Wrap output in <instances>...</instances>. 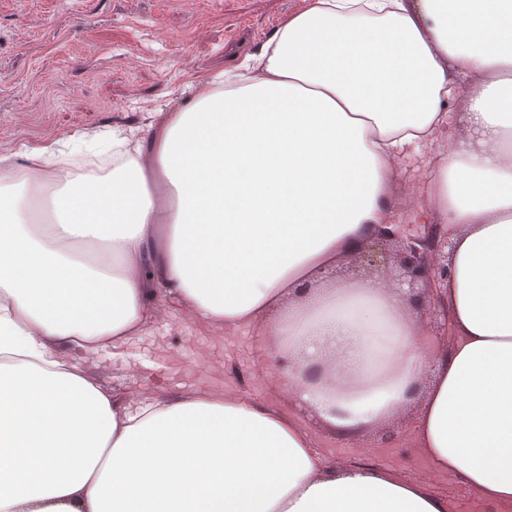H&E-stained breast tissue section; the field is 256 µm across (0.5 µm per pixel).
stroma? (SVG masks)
<instances>
[{
  "label": "stroma",
  "instance_id": "stroma-1",
  "mask_svg": "<svg viewBox=\"0 0 512 512\" xmlns=\"http://www.w3.org/2000/svg\"><path fill=\"white\" fill-rule=\"evenodd\" d=\"M306 0H0V156L37 149L78 133L147 127L160 113L182 111L214 74L237 71L258 55L275 31ZM202 339L174 326L89 363L90 376L121 392L130 382L177 397L182 387L207 380L193 355ZM168 348L161 357L158 346ZM249 339L211 343L224 374L255 400L265 393L239 355ZM375 453L325 435L315 442L339 464L394 465L410 478L424 462L393 448L383 435Z\"/></svg>",
  "mask_w": 512,
  "mask_h": 512
}]
</instances>
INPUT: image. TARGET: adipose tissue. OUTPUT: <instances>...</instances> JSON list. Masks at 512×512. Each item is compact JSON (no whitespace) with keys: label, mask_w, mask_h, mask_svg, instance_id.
Returning <instances> with one entry per match:
<instances>
[{"label":"adipose tissue","mask_w":512,"mask_h":512,"mask_svg":"<svg viewBox=\"0 0 512 512\" xmlns=\"http://www.w3.org/2000/svg\"><path fill=\"white\" fill-rule=\"evenodd\" d=\"M258 65L112 132L105 177L39 182L76 165L62 141L34 174L0 157V512H449L448 474L512 512V0H308ZM411 147L454 245L444 342L383 276L323 280L387 222ZM168 300L253 337L269 400L87 376ZM381 429L426 477L314 445Z\"/></svg>","instance_id":"obj_1"}]
</instances>
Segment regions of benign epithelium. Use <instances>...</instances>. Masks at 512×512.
I'll return each instance as SVG.
<instances>
[{"label": "benign epithelium", "mask_w": 512, "mask_h": 512, "mask_svg": "<svg viewBox=\"0 0 512 512\" xmlns=\"http://www.w3.org/2000/svg\"><path fill=\"white\" fill-rule=\"evenodd\" d=\"M405 213L393 226L380 224L353 255L352 274L372 277L395 268V282L407 286L408 298L420 303L426 327L443 339L448 336L449 315L433 290L448 279L452 242L442 224H408Z\"/></svg>", "instance_id": "1"}]
</instances>
